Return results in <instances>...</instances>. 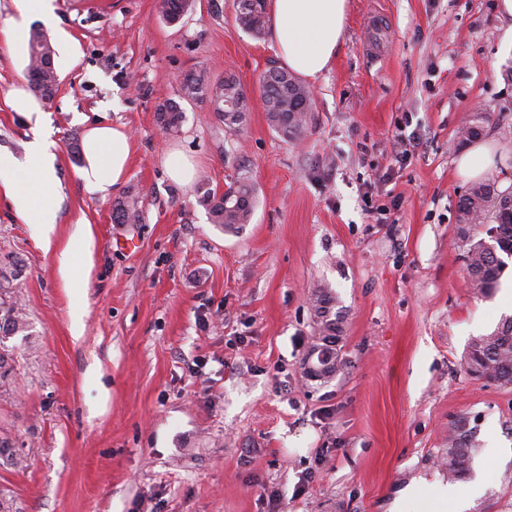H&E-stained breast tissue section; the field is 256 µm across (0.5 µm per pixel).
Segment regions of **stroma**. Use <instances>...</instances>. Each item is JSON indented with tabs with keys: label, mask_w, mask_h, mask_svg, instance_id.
<instances>
[{
	"label": "stroma",
	"mask_w": 512,
	"mask_h": 512,
	"mask_svg": "<svg viewBox=\"0 0 512 512\" xmlns=\"http://www.w3.org/2000/svg\"><path fill=\"white\" fill-rule=\"evenodd\" d=\"M220 3L171 24L159 0H54L45 30L77 54L42 102L63 186L51 248L0 193V302L27 320L0 344V433L16 446L0 492L13 512H427L437 479L467 493L466 512H512V386L464 367L503 310L467 280L471 183L455 166L478 119L490 177L512 185V24L498 0H349L312 120L289 140L259 91L275 45ZM27 65L0 40V150L18 158L28 129L9 93ZM227 73L249 98L236 132L180 91ZM167 102L184 118L164 132ZM83 115L131 133L127 177L103 198L77 177ZM399 129L417 144L405 158ZM173 149L214 190L250 177L251 222L212 223L196 185L168 177ZM131 200L140 222L114 223ZM81 224L94 265L78 294L58 257ZM318 290L340 320L328 376L306 365L324 341ZM460 422L478 453L453 480L442 459Z\"/></svg>",
	"instance_id": "obj_1"
}]
</instances>
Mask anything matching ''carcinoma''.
Here are the masks:
<instances>
[{
  "label": "carcinoma",
  "mask_w": 512,
  "mask_h": 512,
  "mask_svg": "<svg viewBox=\"0 0 512 512\" xmlns=\"http://www.w3.org/2000/svg\"><path fill=\"white\" fill-rule=\"evenodd\" d=\"M189 6L190 0H160L159 11L172 23L181 18ZM235 17L247 33L261 37L267 28L266 0H235ZM53 55L54 50L43 30L33 29L29 40L28 73L34 91L42 96L52 93L58 81ZM259 85L270 128L285 138L301 136L311 120L309 87L279 67L266 70ZM181 91L186 99L201 98L208 102L211 111L231 131L240 129L246 121L248 97L232 74L213 82L189 75L182 82ZM157 119L170 130L179 126L182 110L176 104L165 103L158 108ZM197 191L200 201L208 207L213 223L224 226L227 231L250 223L256 192L248 178L237 179L221 196L206 187L204 180L198 183ZM491 213L495 225L488 229V239H474L471 235L473 226L485 223ZM114 219L119 224H136L140 215L135 206L122 203L115 208ZM457 224L459 237L468 244L466 265L470 284L480 295L489 297L507 268L502 256L512 257V188L502 190L494 179L472 185L459 202ZM317 301V314L326 330L337 331L338 323L330 318V300L320 295ZM25 329V318L20 310L13 305L6 309L0 306L1 337ZM465 362L471 374L512 385V315L503 317L490 333L473 339ZM476 452L472 430L456 426L448 441V478L461 479L468 475Z\"/></svg>",
  "instance_id": "1"
}]
</instances>
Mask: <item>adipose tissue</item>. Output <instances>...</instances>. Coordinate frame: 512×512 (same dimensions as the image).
Listing matches in <instances>:
<instances>
[{"mask_svg": "<svg viewBox=\"0 0 512 512\" xmlns=\"http://www.w3.org/2000/svg\"><path fill=\"white\" fill-rule=\"evenodd\" d=\"M54 0H14L15 14L5 24L7 46L15 54L26 50L29 19L54 16ZM269 34L290 71L314 80L333 62L343 37L347 0H269ZM10 105L30 126L23 158L0 152V192L9 197L27 224L55 223L61 199L58 157L52 131L34 96L13 89ZM131 135L121 125H88L82 140L83 164L78 178L83 190L106 196L119 186L129 169ZM77 249L62 252L61 277L74 288L84 287L91 263L92 231L82 226Z\"/></svg>", "mask_w": 512, "mask_h": 512, "instance_id": "1", "label": "adipose tissue"}]
</instances>
